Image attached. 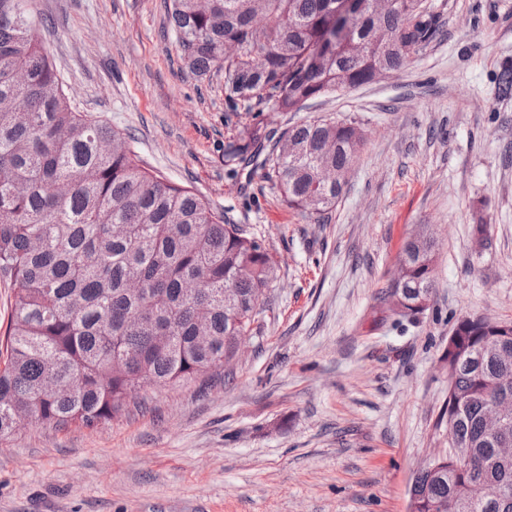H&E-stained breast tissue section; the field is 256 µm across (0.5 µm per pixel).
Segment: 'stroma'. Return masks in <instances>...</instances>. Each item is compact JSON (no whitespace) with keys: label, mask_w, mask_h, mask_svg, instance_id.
Masks as SVG:
<instances>
[{"label":"stroma","mask_w":512,"mask_h":512,"mask_svg":"<svg viewBox=\"0 0 512 512\" xmlns=\"http://www.w3.org/2000/svg\"><path fill=\"white\" fill-rule=\"evenodd\" d=\"M427 3L440 34L402 71L265 113L278 133L302 116L367 131L331 222L310 224L256 166L225 167L224 79L181 70L164 0H32L78 111L262 240L280 276L228 379L145 387L95 428L0 443V512H408L414 473L448 446L457 320H512V0ZM415 224L438 241V288L397 325L380 296Z\"/></svg>","instance_id":"stroma-1"}]
</instances>
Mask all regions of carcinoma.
Returning a JSON list of instances; mask_svg holds the SVG:
<instances>
[{"label": "carcinoma", "instance_id": "cac0c4a2", "mask_svg": "<svg viewBox=\"0 0 512 512\" xmlns=\"http://www.w3.org/2000/svg\"><path fill=\"white\" fill-rule=\"evenodd\" d=\"M165 0L182 68L224 73L237 127L224 165L259 159L280 202L327 224L366 143L351 120L317 118L270 139L261 113L300 112L329 93L405 68L437 33L424 0L383 11L355 0ZM31 0H0V277L18 285L0 341V441L26 425L93 428L147 386L218 376L254 330L279 265L191 189L145 168L129 137L74 110ZM437 240L417 224L383 299L396 322L426 311ZM442 359L440 413L454 452L415 475L414 512H512V457L484 413L512 383V321L458 319Z\"/></svg>", "mask_w": 512, "mask_h": 512}]
</instances>
